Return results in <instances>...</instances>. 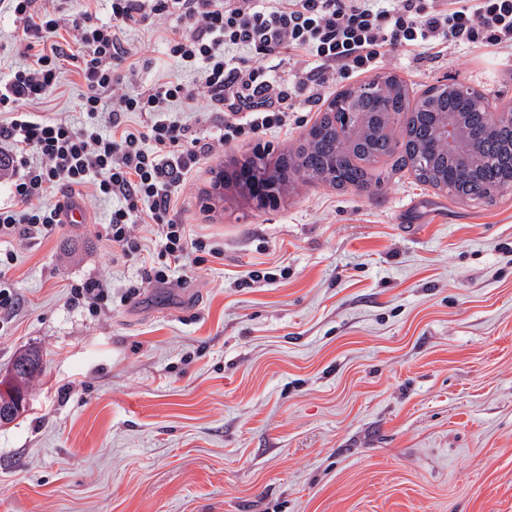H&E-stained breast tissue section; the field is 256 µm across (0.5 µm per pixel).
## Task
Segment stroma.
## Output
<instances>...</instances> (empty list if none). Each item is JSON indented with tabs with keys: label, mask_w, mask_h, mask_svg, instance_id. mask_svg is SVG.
Masks as SVG:
<instances>
[{
	"label": "stroma",
	"mask_w": 512,
	"mask_h": 512,
	"mask_svg": "<svg viewBox=\"0 0 512 512\" xmlns=\"http://www.w3.org/2000/svg\"><path fill=\"white\" fill-rule=\"evenodd\" d=\"M129 39L136 89L175 74L155 33ZM378 71L414 96L448 79L512 104V61L461 46ZM319 115L190 171L174 212L218 253L170 283L145 279L151 241L114 250L93 199L83 223L0 240V369L24 348L45 361L0 426V512H512V192L463 203L405 170L203 206L218 168L277 156ZM90 279L107 292L94 309L71 295Z\"/></svg>",
	"instance_id": "stroma-1"
}]
</instances>
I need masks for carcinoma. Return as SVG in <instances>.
<instances>
[{"label": "carcinoma", "mask_w": 512, "mask_h": 512, "mask_svg": "<svg viewBox=\"0 0 512 512\" xmlns=\"http://www.w3.org/2000/svg\"><path fill=\"white\" fill-rule=\"evenodd\" d=\"M386 85L392 93V111L377 116L371 102L358 101L351 133L346 138L337 133L340 116L325 108L314 123L321 135L305 138L277 158L271 179L277 181L279 191L297 182L342 188L329 166L334 159L346 169L344 180L359 189L381 182L377 165L384 159L392 161L391 171L407 168L419 182L434 188L444 182L448 169L460 167L465 176L454 182L450 191V196L460 202L480 198L512 181V166L502 161L512 145L511 124L492 117L486 106L465 108L455 86L430 85L413 102L397 76L386 75ZM447 123L454 126L458 142L469 147L467 154L452 153L442 145L422 155L421 138ZM43 368V354L38 350L20 352L8 369V385L25 393Z\"/></svg>", "instance_id": "obj_1"}]
</instances>
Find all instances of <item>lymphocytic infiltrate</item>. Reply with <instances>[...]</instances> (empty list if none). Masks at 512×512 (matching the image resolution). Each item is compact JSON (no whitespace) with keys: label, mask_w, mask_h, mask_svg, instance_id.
<instances>
[{"label":"lymphocytic infiltrate","mask_w":512,"mask_h":512,"mask_svg":"<svg viewBox=\"0 0 512 512\" xmlns=\"http://www.w3.org/2000/svg\"><path fill=\"white\" fill-rule=\"evenodd\" d=\"M58 2L0 0V13L24 23L26 58L0 73V157L13 196L0 205V238L51 236L87 189L115 200L106 237L123 255L140 251V232L154 235L145 276L159 284L206 248L172 208L202 158L286 127L290 112L315 106L323 89L374 71L387 56L420 60L452 45L512 56V0H109L110 21L81 11L69 39L59 33ZM171 16L178 24L165 28ZM136 28L161 32L179 76L132 91L137 50L125 33ZM278 63L290 65L289 78L276 75ZM68 64L82 87L76 125L36 113ZM201 99L221 117L216 133H198L175 114ZM128 114L142 124L128 127ZM54 189L61 201L45 205Z\"/></svg>","instance_id":"1"}]
</instances>
